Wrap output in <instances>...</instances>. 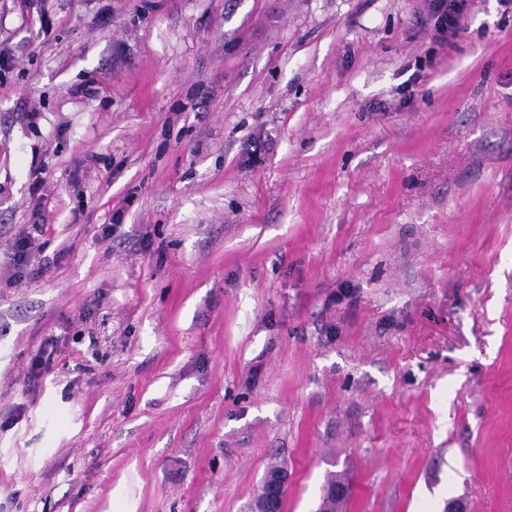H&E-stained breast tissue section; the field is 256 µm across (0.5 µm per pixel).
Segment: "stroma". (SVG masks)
I'll list each match as a JSON object with an SVG mask.
<instances>
[{
	"instance_id": "obj_1",
	"label": "stroma",
	"mask_w": 512,
	"mask_h": 512,
	"mask_svg": "<svg viewBox=\"0 0 512 512\" xmlns=\"http://www.w3.org/2000/svg\"><path fill=\"white\" fill-rule=\"evenodd\" d=\"M428 3L0 0V512H512V0ZM429 12L434 20L435 37L448 39L456 31L459 20L468 8L469 0H429ZM287 471L283 468H271L264 480V489L255 499L249 511L251 512H280L282 498L287 485Z\"/></svg>"
}]
</instances>
